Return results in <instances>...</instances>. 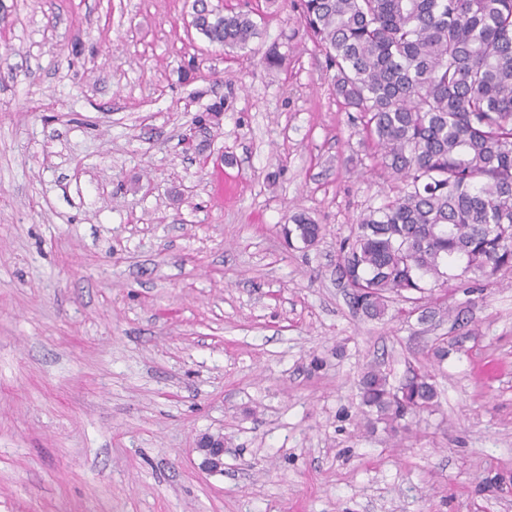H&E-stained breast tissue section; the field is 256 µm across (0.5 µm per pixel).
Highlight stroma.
I'll list each match as a JSON object with an SVG mask.
<instances>
[{"label":"stroma","mask_w":512,"mask_h":512,"mask_svg":"<svg viewBox=\"0 0 512 512\" xmlns=\"http://www.w3.org/2000/svg\"><path fill=\"white\" fill-rule=\"evenodd\" d=\"M192 3L0 0V512H512V274L356 312L339 245L398 182L292 0H211L242 50ZM371 366L434 410L369 430ZM206 0H194L189 25L197 29L210 43L229 49H244L259 36L257 24L245 11H228L226 14ZM218 11V12H214ZM194 23V24H193ZM293 224H284L283 233L288 243L292 239L300 240L305 246L316 243L321 234V225L303 215H294L291 217ZM218 436L202 437L196 446L200 468L209 473H221L224 468V439Z\"/></svg>","instance_id":"obj_1"}]
</instances>
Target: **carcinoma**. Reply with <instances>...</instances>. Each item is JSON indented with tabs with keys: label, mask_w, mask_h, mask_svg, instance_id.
<instances>
[{
	"label": "carcinoma",
	"mask_w": 512,
	"mask_h": 512,
	"mask_svg": "<svg viewBox=\"0 0 512 512\" xmlns=\"http://www.w3.org/2000/svg\"><path fill=\"white\" fill-rule=\"evenodd\" d=\"M305 34L335 71L334 88L361 113L381 167L404 182L369 210L339 247L341 278L362 315L381 319L390 296L432 292L450 280L512 273V0H298ZM209 42L244 49L259 36L245 11L193 0ZM287 242L316 243L303 215ZM398 393L372 367L360 405L392 432L432 408L429 374Z\"/></svg>",
	"instance_id": "obj_1"
}]
</instances>
